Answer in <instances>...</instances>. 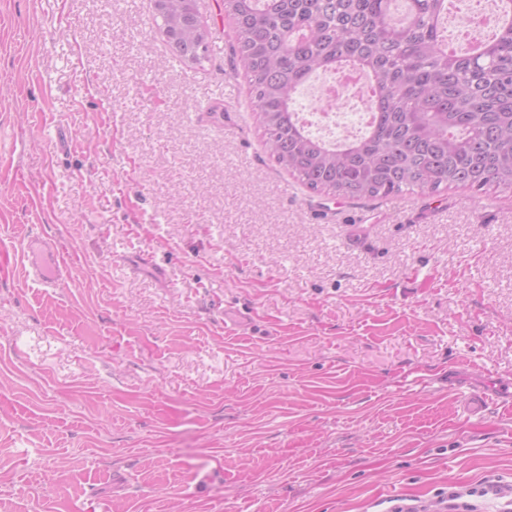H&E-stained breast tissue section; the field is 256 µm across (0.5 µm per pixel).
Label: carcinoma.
I'll list each match as a JSON object with an SVG mask.
<instances>
[{
  "label": "carcinoma",
  "instance_id": "cac0c4a2",
  "mask_svg": "<svg viewBox=\"0 0 512 512\" xmlns=\"http://www.w3.org/2000/svg\"><path fill=\"white\" fill-rule=\"evenodd\" d=\"M172 53L209 51L197 0H155ZM232 51L249 83L270 154L302 185L348 199L406 189L512 188V25L448 49V0H224ZM353 68L378 111L341 145L312 136L296 103L315 74Z\"/></svg>",
  "mask_w": 512,
  "mask_h": 512
}]
</instances>
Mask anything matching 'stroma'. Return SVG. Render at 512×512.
<instances>
[{"instance_id": "stroma-1", "label": "stroma", "mask_w": 512, "mask_h": 512, "mask_svg": "<svg viewBox=\"0 0 512 512\" xmlns=\"http://www.w3.org/2000/svg\"><path fill=\"white\" fill-rule=\"evenodd\" d=\"M151 0H0V512H388L512 484V190L349 200ZM68 259L27 278L31 240ZM38 241L42 251L51 258L54 264L48 270L37 263H30L28 276L42 288H57L66 277L68 263L53 239L48 238L46 241L38 239Z\"/></svg>"}]
</instances>
